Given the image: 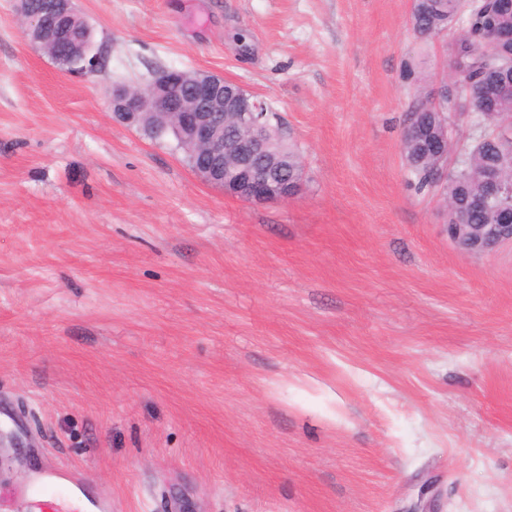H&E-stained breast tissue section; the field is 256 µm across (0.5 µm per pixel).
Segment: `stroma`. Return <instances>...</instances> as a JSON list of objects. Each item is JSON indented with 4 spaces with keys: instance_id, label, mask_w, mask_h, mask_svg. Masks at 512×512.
Segmentation results:
<instances>
[{
    "instance_id": "35a3bbf8",
    "label": "stroma",
    "mask_w": 512,
    "mask_h": 512,
    "mask_svg": "<svg viewBox=\"0 0 512 512\" xmlns=\"http://www.w3.org/2000/svg\"><path fill=\"white\" fill-rule=\"evenodd\" d=\"M76 6L93 75L0 0V486L53 460L112 512H512V245L458 250L401 149L446 36L412 0ZM160 67L263 99L299 193L240 201L114 122Z\"/></svg>"
}]
</instances>
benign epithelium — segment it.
Masks as SVG:
<instances>
[{
    "instance_id": "benign-epithelium-1",
    "label": "benign epithelium",
    "mask_w": 512,
    "mask_h": 512,
    "mask_svg": "<svg viewBox=\"0 0 512 512\" xmlns=\"http://www.w3.org/2000/svg\"><path fill=\"white\" fill-rule=\"evenodd\" d=\"M23 38L41 48L55 63L63 60L58 46L73 40L69 56L81 65L73 72L93 75L101 68V56L94 51V31L85 18H76L72 0H50L42 9L32 0H15ZM454 65L435 89L423 93L435 101L439 119L426 131L406 124L405 138L421 142V160L431 164L444 183L448 174L451 136L448 120L441 110L464 115L486 109L482 90L461 95L449 79ZM182 84L190 92L175 100L172 87ZM112 118L127 126H140L152 119L158 134L170 132L179 145L202 161L193 168L205 183L224 194L252 203L287 200L301 188L303 167L300 158L288 160V151L276 148L267 132L268 106L243 86L222 76L201 71L161 68L145 88L119 84L112 88ZM234 123L237 132L224 140V122ZM481 208L501 215L498 224H472L470 214ZM448 238L463 253L490 255L512 244V180L505 179L497 159L487 160L481 179L464 198L449 194L446 199Z\"/></svg>"
}]
</instances>
